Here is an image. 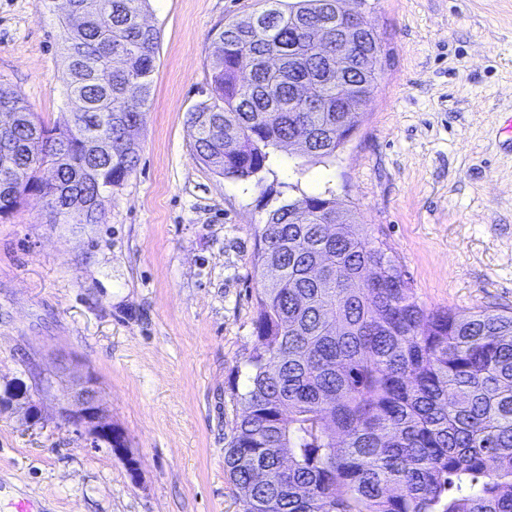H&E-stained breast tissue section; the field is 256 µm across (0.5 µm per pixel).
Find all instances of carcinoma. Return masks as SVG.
Here are the masks:
<instances>
[{
	"mask_svg": "<svg viewBox=\"0 0 512 512\" xmlns=\"http://www.w3.org/2000/svg\"><path fill=\"white\" fill-rule=\"evenodd\" d=\"M82 17L65 33L66 98L74 108L40 121L0 85V211L16 210L43 165L50 194L103 220L105 192L137 167L127 130L146 123L157 33L149 0H72ZM218 33L212 95L189 114L196 158L231 179L270 171L272 154L306 133L309 158L336 159L354 127L337 101L336 61L313 65L336 36L331 0H263ZM379 44L361 36L348 80L379 73L361 59ZM303 82L322 111H300ZM278 202L257 231L255 345L224 469L243 512H512V313L462 317L428 309L374 232L340 208L330 186Z\"/></svg>",
	"mask_w": 512,
	"mask_h": 512,
	"instance_id": "cac0c4a2",
	"label": "carcinoma"
}]
</instances>
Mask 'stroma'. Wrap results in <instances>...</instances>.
<instances>
[{
  "label": "stroma",
  "mask_w": 512,
  "mask_h": 512,
  "mask_svg": "<svg viewBox=\"0 0 512 512\" xmlns=\"http://www.w3.org/2000/svg\"><path fill=\"white\" fill-rule=\"evenodd\" d=\"M379 81L333 164L276 152L273 185L332 186L375 229L418 301L512 311V0H369ZM260 0H150L158 36L135 171L99 224L51 223L31 196L0 218V512H243L224 448L255 344L253 182L194 156L188 114L211 96L215 34ZM46 0H0V85L45 123L67 107ZM53 382L36 391L29 363ZM93 375L137 474L58 418L59 388ZM36 406L37 421L27 419Z\"/></svg>",
  "instance_id": "obj_1"
}]
</instances>
